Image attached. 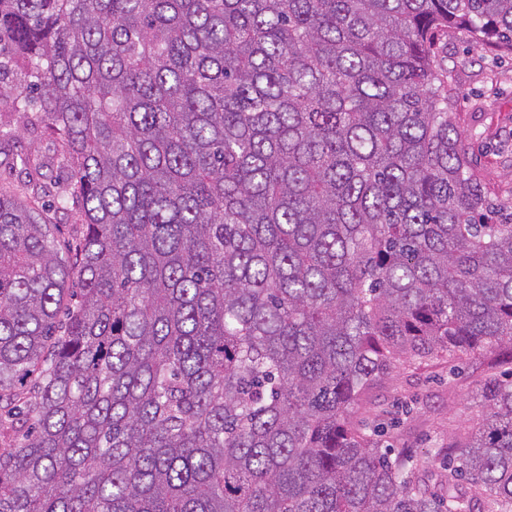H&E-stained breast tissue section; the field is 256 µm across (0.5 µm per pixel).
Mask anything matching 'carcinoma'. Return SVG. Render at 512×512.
Instances as JSON below:
<instances>
[{"instance_id": "cac0c4a2", "label": "carcinoma", "mask_w": 512, "mask_h": 512, "mask_svg": "<svg viewBox=\"0 0 512 512\" xmlns=\"http://www.w3.org/2000/svg\"><path fill=\"white\" fill-rule=\"evenodd\" d=\"M450 29L512 50V0H0V150L53 146L0 187V512H512V372L439 493L351 422L401 361L512 365Z\"/></svg>"}]
</instances>
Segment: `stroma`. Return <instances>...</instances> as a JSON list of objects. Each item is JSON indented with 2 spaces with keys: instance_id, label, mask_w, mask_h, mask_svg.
I'll return each instance as SVG.
<instances>
[{
  "instance_id": "1",
  "label": "stroma",
  "mask_w": 512,
  "mask_h": 512,
  "mask_svg": "<svg viewBox=\"0 0 512 512\" xmlns=\"http://www.w3.org/2000/svg\"><path fill=\"white\" fill-rule=\"evenodd\" d=\"M439 54L475 167L500 198L512 197V52L475 46L452 30ZM500 373L479 354L400 363L367 391L353 421L381 445L411 454L436 492L444 480L443 450L482 420L476 385Z\"/></svg>"
}]
</instances>
